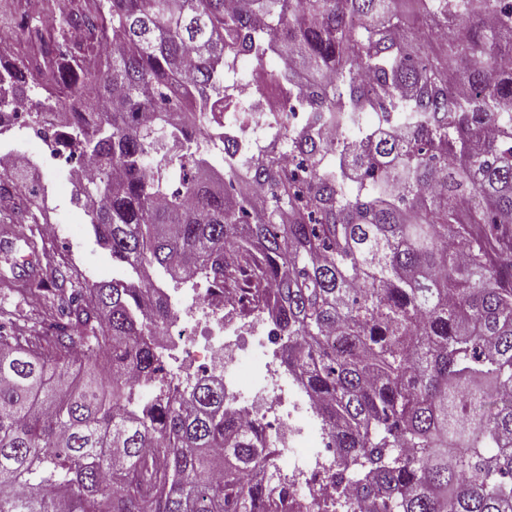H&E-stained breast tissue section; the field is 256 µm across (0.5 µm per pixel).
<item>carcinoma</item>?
Returning <instances> with one entry per match:
<instances>
[{
    "label": "carcinoma",
    "instance_id": "obj_1",
    "mask_svg": "<svg viewBox=\"0 0 512 512\" xmlns=\"http://www.w3.org/2000/svg\"><path fill=\"white\" fill-rule=\"evenodd\" d=\"M99 2L64 21L112 40L105 56L29 26L48 78L0 66V135L10 110L54 103L96 160L79 201L98 202L93 234L127 273L68 290L53 268L33 335L0 333V512H279L273 487L246 482L273 451L224 383L171 385L156 270L243 294L242 317L268 311L369 512H512V11L489 23L499 0H413L447 35L436 52L397 0ZM270 52L288 72L266 89L309 74L287 171L210 130L231 105L225 69ZM64 89L106 111H63ZM400 98L424 124L321 139ZM202 132L222 178L198 176Z\"/></svg>",
    "mask_w": 512,
    "mask_h": 512
}]
</instances>
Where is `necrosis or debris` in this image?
<instances>
[{"mask_svg":"<svg viewBox=\"0 0 512 512\" xmlns=\"http://www.w3.org/2000/svg\"><path fill=\"white\" fill-rule=\"evenodd\" d=\"M232 96L255 103L254 111L221 116L223 123L241 131L252 157L267 153L284 133L307 119L297 95L284 89L267 92L256 81L239 78ZM235 301V296L220 292H196L182 317L168 328L166 340L202 374L217 371L224 377H247L255 402L239 408V417L260 425L275 444L279 462L271 479L286 502L298 501L308 512H316L318 506L336 502L340 493L336 478L347 470L345 459L307 390L287 365L269 360L268 337L254 327L235 338L226 337L224 330L232 322L226 319L224 306Z\"/></svg>","mask_w":512,"mask_h":512,"instance_id":"1","label":"necrosis or debris"}]
</instances>
